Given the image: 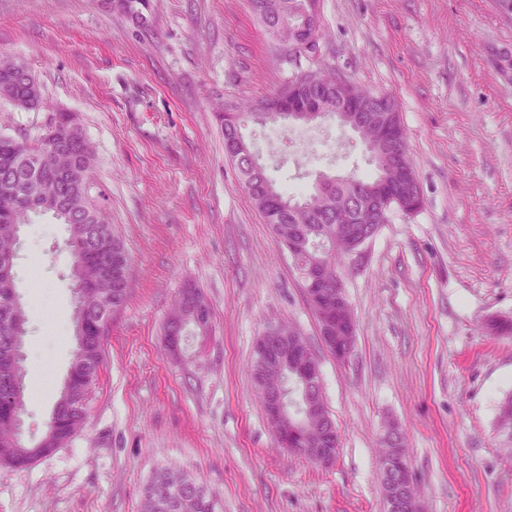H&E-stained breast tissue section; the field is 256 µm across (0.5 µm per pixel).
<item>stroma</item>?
<instances>
[{
	"label": "stroma",
	"mask_w": 512,
	"mask_h": 512,
	"mask_svg": "<svg viewBox=\"0 0 512 512\" xmlns=\"http://www.w3.org/2000/svg\"><path fill=\"white\" fill-rule=\"evenodd\" d=\"M140 28L109 0H0V56L25 63L42 106L0 101V131L34 142L75 114L100 197L130 256L82 430L24 471L0 467V512H140L144 483L184 468L224 512H385V427L396 423L423 512H512V13L500 0H318L315 52L285 56L248 0H146ZM332 70L392 97L423 206L393 210L342 275L356 322L350 359L323 348L302 281L224 154V106ZM278 188L376 172L329 119L247 123ZM68 228L32 215L14 264L27 323L22 438L39 440L75 349ZM206 294L208 334L165 348L180 289ZM315 351L338 428L334 465L278 448L250 375L268 325Z\"/></svg>",
	"instance_id": "obj_1"
}]
</instances>
